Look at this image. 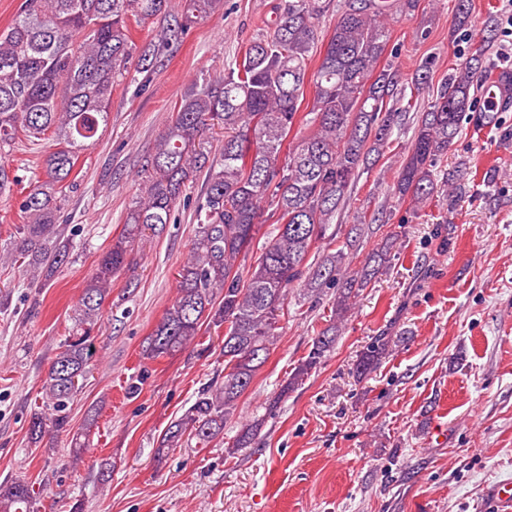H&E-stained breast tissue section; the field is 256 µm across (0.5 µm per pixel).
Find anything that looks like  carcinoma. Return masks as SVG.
Masks as SVG:
<instances>
[{
    "label": "carcinoma",
    "mask_w": 512,
    "mask_h": 512,
    "mask_svg": "<svg viewBox=\"0 0 512 512\" xmlns=\"http://www.w3.org/2000/svg\"><path fill=\"white\" fill-rule=\"evenodd\" d=\"M221 0H186L181 20L168 28L180 39L193 20L210 16ZM414 0H350L330 34L322 35L320 0H288L270 32L253 41L241 59L218 76L195 79L175 105L171 123L157 139L142 172L140 193L131 203L126 229L102 256L78 303L73 334L52 362L43 392L54 415L36 414L28 429L37 445L68 424L65 411L80 388L95 353L92 331L112 284L127 265L134 239L148 229L161 233L186 190L202 174L206 190L195 205L193 246L179 271L178 294L148 337L147 355L173 356L210 322L224 326V379L211 384L191 407L171 422L158 452L181 445L186 437L209 442L224 432L237 401L267 361L279 338L288 291L296 283L312 295L336 286L331 324L271 400L303 384L333 349L338 323L344 321L360 290L387 270L385 241L364 264L350 268V255L364 225L354 224L339 248L306 264L313 246L333 244L329 232L338 210L350 198L360 171L373 164L396 125L387 109L402 75L394 67L377 69L391 32L387 13ZM169 0H23L14 22L0 30V155L24 139L37 144L50 137L60 147L44 162L47 180L35 181L24 195L16 228L20 254L35 268L51 270L67 257L59 241L57 200L74 188L71 178L78 152L95 141L110 114L112 88L128 73L136 49L131 23L167 11ZM322 57L313 74L308 61L315 48ZM476 64L457 65L421 113L397 173L400 200L418 207L439 193L432 167L448 153L462 120L474 107L471 94ZM313 83L309 112L300 114L307 83ZM224 129L218 153L206 134ZM307 130L287 158L281 147L294 126ZM271 229L258 239L259 219ZM260 251L246 267L241 259ZM389 354L378 338L362 351L354 373L364 377ZM261 422L245 427L225 449L233 455L248 447ZM32 486L16 478L0 484V512H27Z\"/></svg>",
    "instance_id": "1"
}]
</instances>
